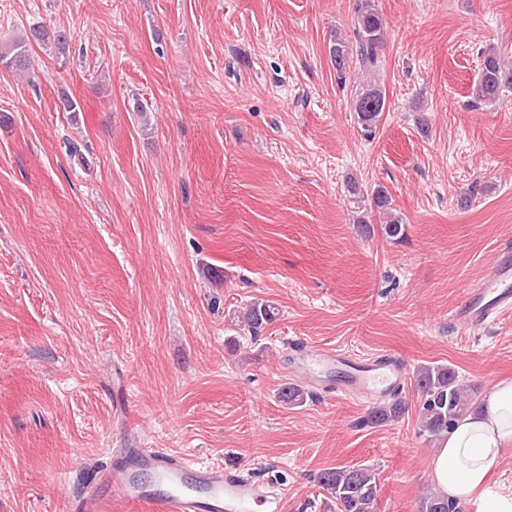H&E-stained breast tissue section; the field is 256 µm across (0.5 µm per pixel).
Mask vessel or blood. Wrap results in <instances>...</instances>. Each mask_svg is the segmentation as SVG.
Returning <instances> with one entry per match:
<instances>
[{
    "label": "vessel or blood",
    "mask_w": 512,
    "mask_h": 512,
    "mask_svg": "<svg viewBox=\"0 0 512 512\" xmlns=\"http://www.w3.org/2000/svg\"><path fill=\"white\" fill-rule=\"evenodd\" d=\"M512 314V247L501 249L493 274L467 288L454 310L462 327H479ZM289 379L329 394L371 402L408 382L404 359L393 353L358 355L342 349L289 345L283 356ZM114 465L83 491L73 512H288L287 500L266 484L220 465L203 466L155 448L114 449Z\"/></svg>",
    "instance_id": "obj_1"
}]
</instances>
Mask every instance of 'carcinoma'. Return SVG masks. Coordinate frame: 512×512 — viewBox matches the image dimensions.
<instances>
[{"label": "carcinoma", "instance_id": "1", "mask_svg": "<svg viewBox=\"0 0 512 512\" xmlns=\"http://www.w3.org/2000/svg\"><path fill=\"white\" fill-rule=\"evenodd\" d=\"M385 22L381 14L370 3L362 0L357 11L355 44L341 39L329 47L331 61L338 80H346L350 72H363L369 80L354 88L353 107L358 124L364 135L372 137L378 128L381 114L386 109V96L378 80L382 67L380 50L383 43ZM31 37L18 38L0 48V66L7 70L23 71L28 67L30 39L54 41L61 45L65 35L50 33L45 28L33 27ZM512 89V63L502 60L498 49L492 47L484 52L477 77L470 85V98L475 104L496 103L503 93ZM374 209L385 235L394 238L404 232L399 216L393 213L388 194L375 192ZM277 308L269 301H254L245 314L247 325L257 336L266 326L276 321ZM414 387L420 395V431L432 440L448 436L455 422L474 405V388L458 380L455 369L440 364L419 368L414 377ZM278 398L286 405L304 402V392L296 385L283 386ZM407 410L405 398L397 391L385 402L373 406L366 415V423L383 426L401 418ZM320 487L331 495L336 512H376L378 497L377 477L373 469L360 466H342L324 469L318 473ZM420 512H460V508L447 497L430 493L420 500Z\"/></svg>", "mask_w": 512, "mask_h": 512}]
</instances>
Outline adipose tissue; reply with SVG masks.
<instances>
[{"instance_id":"1","label":"adipose tissue","mask_w":512,"mask_h":512,"mask_svg":"<svg viewBox=\"0 0 512 512\" xmlns=\"http://www.w3.org/2000/svg\"><path fill=\"white\" fill-rule=\"evenodd\" d=\"M512 445V379L496 382L438 443L431 461L437 492L475 512H512V486L491 467Z\"/></svg>"}]
</instances>
